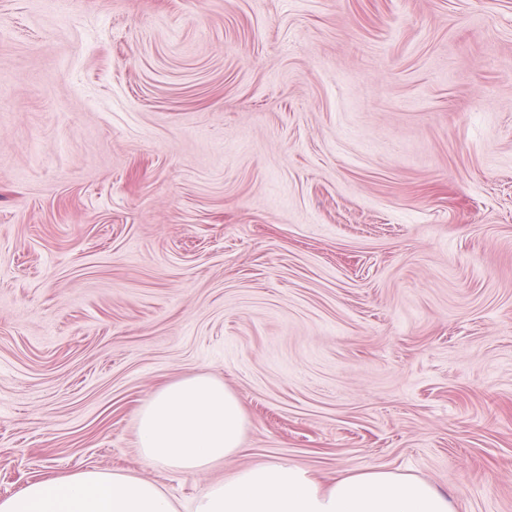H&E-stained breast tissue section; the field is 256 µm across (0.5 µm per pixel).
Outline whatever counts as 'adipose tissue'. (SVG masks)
<instances>
[{
    "label": "adipose tissue",
    "instance_id": "ef3b65f1",
    "mask_svg": "<svg viewBox=\"0 0 512 512\" xmlns=\"http://www.w3.org/2000/svg\"><path fill=\"white\" fill-rule=\"evenodd\" d=\"M247 416L223 382L205 374L155 391L141 406L137 437L144 466L197 473L241 453ZM0 512H176L147 479L84 470L28 484L0 499ZM192 512H454L451 495L382 468L346 470L329 483L286 461L266 460L208 485Z\"/></svg>",
    "mask_w": 512,
    "mask_h": 512
}]
</instances>
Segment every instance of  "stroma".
Segmentation results:
<instances>
[{
    "instance_id": "stroma-1",
    "label": "stroma",
    "mask_w": 512,
    "mask_h": 512,
    "mask_svg": "<svg viewBox=\"0 0 512 512\" xmlns=\"http://www.w3.org/2000/svg\"><path fill=\"white\" fill-rule=\"evenodd\" d=\"M48 2L0 0V497L275 457L512 512V0ZM198 373L243 452L143 467Z\"/></svg>"
}]
</instances>
